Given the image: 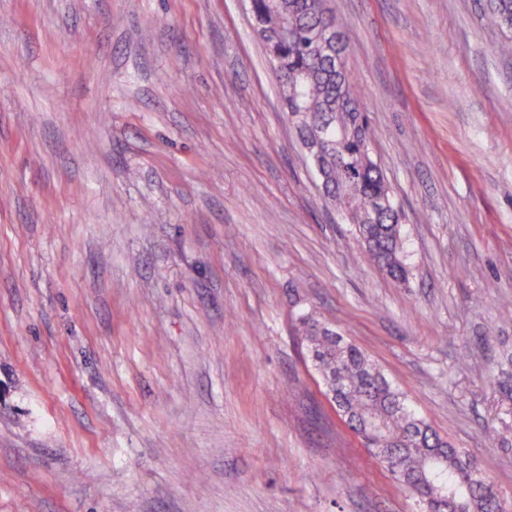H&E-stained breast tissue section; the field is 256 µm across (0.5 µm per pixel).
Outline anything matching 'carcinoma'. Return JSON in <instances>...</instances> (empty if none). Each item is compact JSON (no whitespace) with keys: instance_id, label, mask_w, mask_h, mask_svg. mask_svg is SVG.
Returning a JSON list of instances; mask_svg holds the SVG:
<instances>
[{"instance_id":"carcinoma-1","label":"carcinoma","mask_w":512,"mask_h":512,"mask_svg":"<svg viewBox=\"0 0 512 512\" xmlns=\"http://www.w3.org/2000/svg\"><path fill=\"white\" fill-rule=\"evenodd\" d=\"M329 0H254L261 18L256 27L262 40L280 56L272 63L288 110H301L304 121L295 124L300 141L324 133L331 145L312 158L327 201L356 226L367 261L389 277L404 281V262L399 222L378 215L377 199L391 197L384 175L374 163L361 180L349 177L347 167L361 159L371 143V133L361 92L347 68L336 64L316 39L323 27L344 28V21L328 6ZM487 21L507 35L499 53L512 55V0H488ZM311 359L325 384L326 395L341 418L362 440L373 426L403 439L401 455L384 468L408 487L427 509L430 492L448 503H462L464 512H498L502 506L491 483L476 478L467 453L454 448L429 424L418 419L392 389L381 371L364 352L343 340L326 324L313 318L301 320ZM500 391L512 395V353L499 363Z\"/></svg>"}]
</instances>
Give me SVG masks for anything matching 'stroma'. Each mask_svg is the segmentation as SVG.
I'll return each instance as SVG.
<instances>
[{
  "instance_id": "stroma-1",
  "label": "stroma",
  "mask_w": 512,
  "mask_h": 512,
  "mask_svg": "<svg viewBox=\"0 0 512 512\" xmlns=\"http://www.w3.org/2000/svg\"><path fill=\"white\" fill-rule=\"evenodd\" d=\"M409 280L326 206L245 0H0V512H420L301 335L512 512V56L486 0H333Z\"/></svg>"
}]
</instances>
